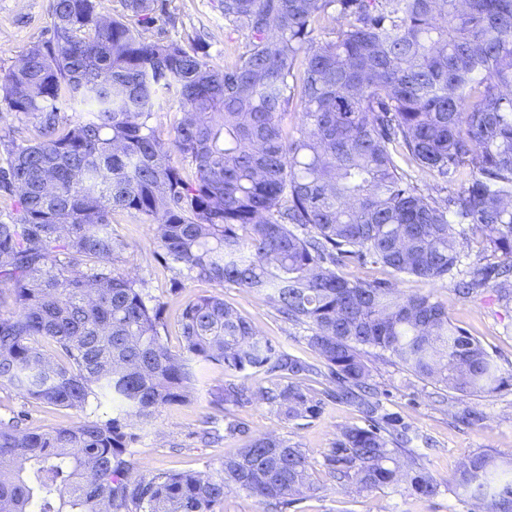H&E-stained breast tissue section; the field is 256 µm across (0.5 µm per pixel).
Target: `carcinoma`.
<instances>
[{
  "label": "carcinoma",
  "instance_id": "1",
  "mask_svg": "<svg viewBox=\"0 0 512 512\" xmlns=\"http://www.w3.org/2000/svg\"><path fill=\"white\" fill-rule=\"evenodd\" d=\"M110 20L94 0H54L49 39L0 74V99L32 122L33 142L0 162V387L80 413L74 425L23 431L0 419V512H217L244 491L285 512L311 489L302 449L250 440L209 472L137 471L138 435L156 410L190 401L196 366L294 379L318 369L259 336L219 293L178 318L115 267L126 243L110 217L161 216L157 241L178 275L267 293L368 426L347 428L326 457L360 491L404 480L424 499L441 483L409 453L397 420L367 391L365 349L461 395L512 385L481 342L429 294L352 279L348 262L381 264L432 283L459 262L466 224L495 261L477 262L455 292L490 286L512 302V0H220L245 51L218 67L201 41L151 40L158 0H120ZM342 20L329 32L321 16ZM87 111L63 119L60 101ZM181 118L162 142L163 105ZM299 105L296 134L283 118ZM435 174L424 194L402 163ZM110 398L115 413L98 414ZM259 397L289 420L321 401L291 382L232 380L218 406ZM455 485L473 512H512V460L468 455Z\"/></svg>",
  "mask_w": 512,
  "mask_h": 512
}]
</instances>
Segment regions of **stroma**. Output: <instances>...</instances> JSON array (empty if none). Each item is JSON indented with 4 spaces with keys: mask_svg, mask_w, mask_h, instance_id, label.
<instances>
[{
    "mask_svg": "<svg viewBox=\"0 0 512 512\" xmlns=\"http://www.w3.org/2000/svg\"><path fill=\"white\" fill-rule=\"evenodd\" d=\"M170 15L154 27L152 39L188 42L198 38L207 45L215 64H223L224 52L243 48L245 39L224 23L219 0H165ZM53 0H0V70L15 67L26 50L49 36ZM158 221L127 210L112 214V230L127 244L119 266L130 276L145 280L150 295L164 302L167 344L179 348L177 320L185 305L207 291V284L174 285L175 271L155 241ZM344 275L362 280H391L403 294L431 293L448 306L452 322L478 339L507 374L512 373V305L499 301L490 288H479L466 298L454 292V283H429L413 276L391 277L379 264L347 263ZM226 303L248 319L256 332L290 354L322 366L323 361L308 344L306 327L284 322L264 294L225 285ZM371 382L385 413L407 427L410 446L420 464L441 481V492L431 499L412 495L406 484L357 493L341 487L326 466V457L343 428L362 427L366 421L358 409L333 398L336 383L328 374L300 377L304 389L322 401L320 413L306 420H289L275 408L256 399L245 406L217 407L210 392L223 385V365L206 364L190 401L179 407L160 409L147 425L138 427L133 446L140 473L158 471H206L219 466L224 457L236 454L247 437L273 435L302 448L310 458L313 491L306 493L289 512H470L471 505L458 495L454 478L461 460L473 451L491 449L512 458V387L486 395L463 397L431 381L416 377L386 357L366 353ZM476 414L477 422H459L460 414ZM23 415L25 425L44 432L69 426L78 419L70 410L44 406L25 399L11 388L0 389V419ZM244 421L248 436L227 437L203 445L198 434L205 425L223 428L225 419Z\"/></svg>",
    "mask_w": 512,
    "mask_h": 512,
    "instance_id": "stroma-1",
    "label": "stroma"
}]
</instances>
